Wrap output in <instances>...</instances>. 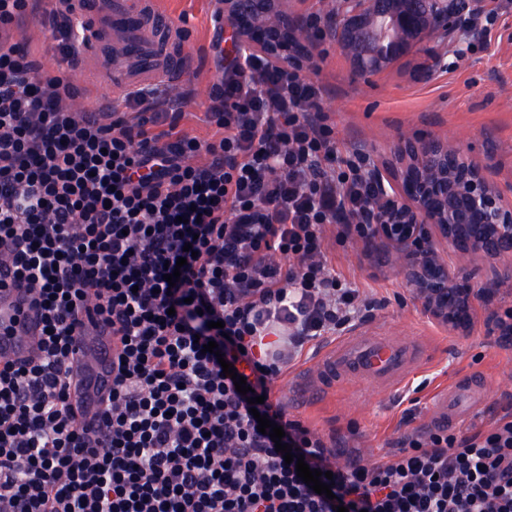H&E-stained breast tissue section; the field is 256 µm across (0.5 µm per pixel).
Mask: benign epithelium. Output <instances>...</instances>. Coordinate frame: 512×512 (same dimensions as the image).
I'll list each match as a JSON object with an SVG mask.
<instances>
[{
  "label": "benign epithelium",
  "mask_w": 512,
  "mask_h": 512,
  "mask_svg": "<svg viewBox=\"0 0 512 512\" xmlns=\"http://www.w3.org/2000/svg\"><path fill=\"white\" fill-rule=\"evenodd\" d=\"M353 23L361 25L385 16L376 0H353ZM224 12L233 16L247 31L263 33L269 28L299 31V17L285 9H264L266 25L252 26V14L244 0H225ZM401 25L425 41L433 36L435 25L411 13L400 16ZM465 159L459 151L448 155V142L434 138L406 141L384 166L387 178L395 180L393 190L405 197L402 208L390 206L393 195L384 190L374 207V233L365 239L368 248L380 240L388 246L391 261L404 273L428 313L454 332H464L474 303L473 288L458 283V272L444 261L440 245L448 244L461 262L482 255L495 261L482 281L479 298L489 311L498 296L499 284L512 281V209L503 203L502 192L492 176Z\"/></svg>",
  "instance_id": "obj_1"
}]
</instances>
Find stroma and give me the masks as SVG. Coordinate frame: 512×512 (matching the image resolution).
<instances>
[{"instance_id": "stroma-1", "label": "stroma", "mask_w": 512, "mask_h": 512, "mask_svg": "<svg viewBox=\"0 0 512 512\" xmlns=\"http://www.w3.org/2000/svg\"><path fill=\"white\" fill-rule=\"evenodd\" d=\"M216 0H167L171 16H186L189 35L180 44L199 74L190 86L189 111H197L218 74L212 58L201 51L213 36ZM485 11L497 21L486 44L455 57L449 40H431L412 49L379 72L357 71L340 44H331L319 74L326 88L325 105L345 147H361L377 164L393 155L403 140L433 137L452 140L465 157L489 172L512 204V0H485ZM330 258L337 274L355 281L363 296L380 307L372 319L359 321L354 332H381L425 343V366L397 391L359 381L329 388L318 400L289 401L291 416L321 433L353 428L366 456L379 457L387 441L432 423L440 389L480 377L486 389L482 403L468 408L453 423L463 429L481 423L491 410L512 398V348L489 337L487 312L475 303L470 328L454 333L425 312L398 267L382 261L377 250L360 239L334 245ZM417 407L411 424L406 409Z\"/></svg>"}]
</instances>
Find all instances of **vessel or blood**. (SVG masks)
<instances>
[{"mask_svg":"<svg viewBox=\"0 0 512 512\" xmlns=\"http://www.w3.org/2000/svg\"><path fill=\"white\" fill-rule=\"evenodd\" d=\"M74 9L87 25V57L97 61L107 76L131 87L165 79L177 84L182 77L167 36L170 17L159 0H75ZM120 39V58H113V39ZM40 329V315L30 299L13 288L0 289V360L30 357ZM424 350L415 342L389 336H346L316 361L308 382L332 385L347 378L373 380L386 386L404 382L418 366ZM115 346L111 331L95 314L82 317L76 342L71 403L79 422L88 430L100 424L104 401L112 387ZM467 393L480 401L483 386L473 380L442 394L437 411L449 414L452 394Z\"/></svg>","mask_w":512,"mask_h":512,"instance_id":"b4317fda","label":"vessel or blood"}]
</instances>
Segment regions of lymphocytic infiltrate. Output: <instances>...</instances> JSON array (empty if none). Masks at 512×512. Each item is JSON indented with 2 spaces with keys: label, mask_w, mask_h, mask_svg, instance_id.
<instances>
[{
  "label": "lymphocytic infiltrate",
  "mask_w": 512,
  "mask_h": 512,
  "mask_svg": "<svg viewBox=\"0 0 512 512\" xmlns=\"http://www.w3.org/2000/svg\"><path fill=\"white\" fill-rule=\"evenodd\" d=\"M32 21L55 67L22 38ZM304 22L306 47L289 38L278 63L225 43L216 10L221 76L201 135L163 80L79 106L88 38L71 0H0V289L41 314L32 355L0 360V512H512L511 409L405 432L369 459L354 430L319 433L273 392L306 343L375 308L329 253L372 235L376 168L342 147L324 106L334 23ZM187 245L169 286L165 266ZM88 308L117 340L94 436L69 403ZM226 362L263 404L237 392ZM261 415L293 456L332 472L331 496L285 463Z\"/></svg>",
  "instance_id": "1"
}]
</instances>
